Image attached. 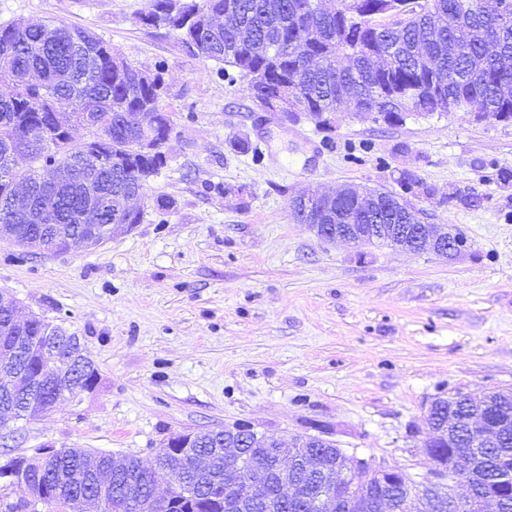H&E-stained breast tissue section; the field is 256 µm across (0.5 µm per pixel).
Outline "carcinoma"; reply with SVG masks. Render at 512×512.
Segmentation results:
<instances>
[{"label": "carcinoma", "instance_id": "obj_1", "mask_svg": "<svg viewBox=\"0 0 512 512\" xmlns=\"http://www.w3.org/2000/svg\"><path fill=\"white\" fill-rule=\"evenodd\" d=\"M232 4L234 21L220 30L202 28L200 12L222 13ZM145 26L171 28L205 61L223 64L246 80L247 96L266 112L280 111L290 94V74L304 66L307 96L299 111L331 114L349 90L361 98V110L394 109L391 93L434 87L419 97L412 113L504 112L512 118V17L494 12L482 0H335L328 9L320 0H148L139 16ZM434 42L428 54L442 57L455 74L450 85L426 72L421 37ZM391 57L386 71L378 60ZM137 69L118 57L111 45L87 28L65 23L31 22L0 26V171L5 152L26 158L28 165L0 174V224L18 237L36 238L41 221L20 214L3 216L15 179L24 181L36 201L44 199L40 170L61 157L85 161L106 189L118 196L124 185L120 170L141 173L143 191L159 175L167 158L160 143L173 131V116L161 105V74L145 82ZM72 117L66 130L51 125V113ZM355 197L328 213L297 201L292 215L300 224L342 223L354 210ZM56 468L78 470L76 452L63 449ZM401 493L439 495L406 474ZM175 512H221L217 497L199 500L178 494Z\"/></svg>", "mask_w": 512, "mask_h": 512}]
</instances>
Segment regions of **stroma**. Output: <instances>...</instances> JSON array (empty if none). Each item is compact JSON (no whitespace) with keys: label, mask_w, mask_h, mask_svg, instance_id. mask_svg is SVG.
Returning a JSON list of instances; mask_svg holds the SVG:
<instances>
[{"label":"stroma","mask_w":512,"mask_h":512,"mask_svg":"<svg viewBox=\"0 0 512 512\" xmlns=\"http://www.w3.org/2000/svg\"><path fill=\"white\" fill-rule=\"evenodd\" d=\"M146 6L0 0V23L88 28L133 67L162 70L175 115L142 223L55 254L0 242V294L80 336L99 371L94 395L18 423L0 454L51 443L147 461L175 433L247 424L426 475L434 397L512 390V123L335 112L325 128L266 112L177 32L142 25ZM345 184L397 194L466 247L446 258L326 242L294 221L296 193Z\"/></svg>","instance_id":"stroma-1"}]
</instances>
